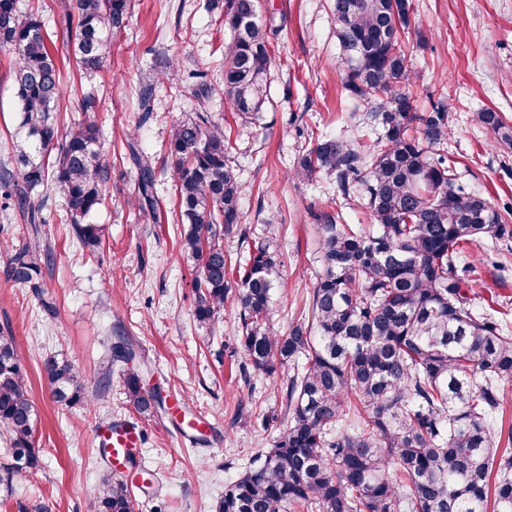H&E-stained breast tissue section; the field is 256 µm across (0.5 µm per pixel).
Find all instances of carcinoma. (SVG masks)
<instances>
[{
    "label": "carcinoma",
    "mask_w": 512,
    "mask_h": 512,
    "mask_svg": "<svg viewBox=\"0 0 512 512\" xmlns=\"http://www.w3.org/2000/svg\"><path fill=\"white\" fill-rule=\"evenodd\" d=\"M63 35L76 66L88 75L107 65L112 38L131 18L132 0H62ZM224 24V100L242 120H257L269 100L268 24L259 0H212ZM411 0H334L340 67L354 106H370L366 125L378 131L368 145L317 138L295 176L324 171L347 198L366 208L369 223L343 224L335 209L319 216L321 271L307 318L288 334L270 327L280 260L275 235L254 242L241 224L243 187L229 161L224 125L209 111L217 92L198 69L191 114L166 145L178 192L182 251L195 260L194 317L215 322L229 294L239 308L238 341L252 369L272 376L291 370L273 447L259 452L224 487L217 512H512V427L494 423L503 387L512 382L509 321L474 312L471 279L457 259L465 246L512 239V211L502 213L468 194L452 177L439 146L452 131L445 102L413 110L411 70L402 39ZM50 34L17 0H0V47L16 55L12 71L20 112L14 171L0 175V199L36 223L40 206L29 192L54 183L66 196L67 221L82 245L102 243L103 228L88 222L104 204L108 167L99 129L85 122L66 132L57 108L63 78ZM478 122L512 146V126L485 109ZM138 172L136 207L158 219L156 166L135 136L127 140ZM238 233L247 250L235 265L224 235ZM40 266L25 248L13 256L12 276L33 284ZM129 338L111 346L123 364L127 401L140 414L163 407L149 394ZM55 400L86 401L79 373L66 360L45 364ZM36 413L15 337L0 336V433L12 463L0 465V491L39 466ZM128 474L109 475L90 494L89 512H135L132 487L154 488L155 474L125 458Z\"/></svg>",
    "instance_id": "cac0c4a2"
}]
</instances>
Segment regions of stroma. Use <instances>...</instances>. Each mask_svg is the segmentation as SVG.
Here are the masks:
<instances>
[{"instance_id": "1", "label": "stroma", "mask_w": 512, "mask_h": 512, "mask_svg": "<svg viewBox=\"0 0 512 512\" xmlns=\"http://www.w3.org/2000/svg\"><path fill=\"white\" fill-rule=\"evenodd\" d=\"M204 4L135 0L107 67L89 77L68 64L57 0H19L22 13L38 14L55 35L52 50L64 76L62 124L98 125L111 180L104 205L92 217L105 227L104 242L93 251L82 248L66 224L58 187L42 193L40 228H32L21 211L0 208V336L20 343L40 455L38 470L15 484L6 512H88L92 490L110 473L95 443L105 422L132 421L144 432L139 464L155 472L158 482L153 491L136 492L137 512H215L225 485L278 435L262 428L261 416L281 411L287 372L244 376L234 301L226 302L212 328L193 318L195 269L179 250L169 174H158L155 183L157 222H143L131 202L138 174L127 133L135 132L146 153L163 159L173 125L193 106L190 70L205 67L214 84L222 82L224 27ZM331 4L262 0L272 28V66L271 99L261 120H235L223 95L210 102L211 112L231 127L247 232L259 237L266 223L278 226L282 285L273 295L272 326L280 334L307 313L318 271L319 212L332 204L346 223L365 221L359 203L344 199L333 177L291 176L311 136L361 133L338 65ZM413 6L407 48L413 106L427 112L439 99L453 105L456 122L444 150L459 185L498 210H512V148L476 121L478 111L491 108L512 125V0H413ZM173 57L178 67L166 69ZM11 68V54L0 51V170L11 164L19 122ZM159 72L164 80L153 91L150 112L142 113L140 91ZM90 93L96 102L88 110L83 98ZM34 243L48 254L36 290L9 276L12 256ZM461 263L474 282V310L512 314V241L469 245ZM118 328L138 344L146 389L203 418L198 433L188 432L180 415L143 416L130 406L120 373L110 370L109 343ZM53 358L68 359L79 371L89 405L55 401L44 372Z\"/></svg>"}]
</instances>
